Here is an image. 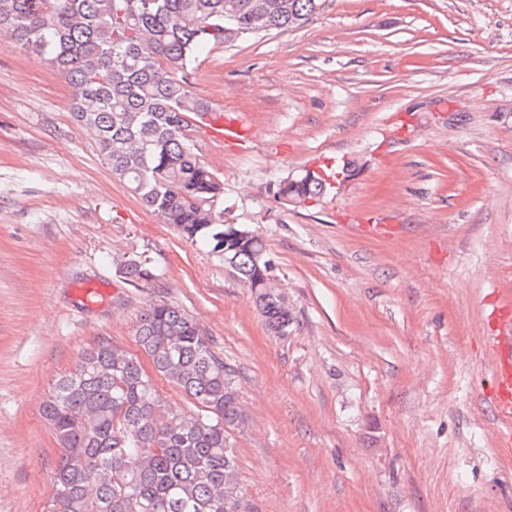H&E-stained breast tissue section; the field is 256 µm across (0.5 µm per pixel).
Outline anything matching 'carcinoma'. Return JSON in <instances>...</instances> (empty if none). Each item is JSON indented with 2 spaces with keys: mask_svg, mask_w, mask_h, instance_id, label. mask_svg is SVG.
<instances>
[{
  "mask_svg": "<svg viewBox=\"0 0 512 512\" xmlns=\"http://www.w3.org/2000/svg\"><path fill=\"white\" fill-rule=\"evenodd\" d=\"M321 0H0L11 47L44 58L72 88L73 115L95 137L112 175L186 241L224 262L255 295L269 329H288V304L269 280L270 259L248 224L229 223L224 182L201 163L189 118L214 110L187 75L206 50L311 20ZM330 174L269 185L302 206L332 191ZM127 280L155 277L129 264ZM150 361L101 338L57 380L42 405L61 457L51 512H238L231 432L245 424L236 371L197 321L162 301L139 318ZM197 404L168 411L155 377Z\"/></svg>",
  "mask_w": 512,
  "mask_h": 512,
  "instance_id": "1",
  "label": "carcinoma"
}]
</instances>
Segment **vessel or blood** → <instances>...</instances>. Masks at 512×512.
I'll return each instance as SVG.
<instances>
[{"instance_id":"vessel-or-blood-1","label":"vessel or blood","mask_w":512,"mask_h":512,"mask_svg":"<svg viewBox=\"0 0 512 512\" xmlns=\"http://www.w3.org/2000/svg\"><path fill=\"white\" fill-rule=\"evenodd\" d=\"M491 334L487 345L494 357V382L489 396L498 417L510 428L499 436L504 445L512 444V315L493 310L489 320Z\"/></svg>"}]
</instances>
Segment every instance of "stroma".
Instances as JSON below:
<instances>
[{
  "label": "stroma",
  "mask_w": 512,
  "mask_h": 512,
  "mask_svg": "<svg viewBox=\"0 0 512 512\" xmlns=\"http://www.w3.org/2000/svg\"><path fill=\"white\" fill-rule=\"evenodd\" d=\"M189 83L250 130L189 136L274 258L288 331L113 178L42 58L0 45V512H49L52 383L100 338L139 353L162 300L236 372L244 512H512L484 395L488 317L512 310V0H322ZM327 161L352 170L318 204L268 193Z\"/></svg>",
  "instance_id": "35a3bbf8"
}]
</instances>
